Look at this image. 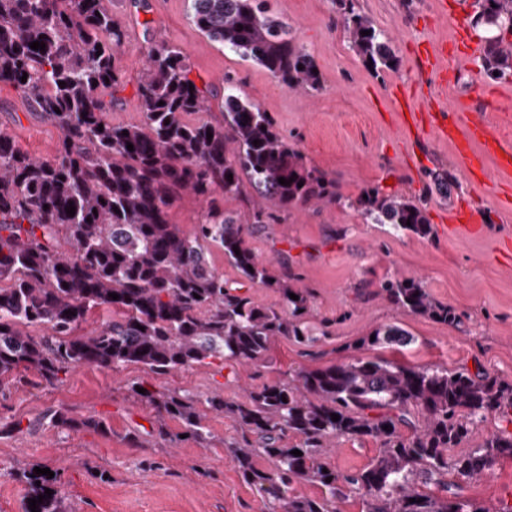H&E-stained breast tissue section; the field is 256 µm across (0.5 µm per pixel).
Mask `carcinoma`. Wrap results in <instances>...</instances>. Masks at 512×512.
Listing matches in <instances>:
<instances>
[{
	"label": "carcinoma",
	"instance_id": "carcinoma-1",
	"mask_svg": "<svg viewBox=\"0 0 512 512\" xmlns=\"http://www.w3.org/2000/svg\"><path fill=\"white\" fill-rule=\"evenodd\" d=\"M188 2L192 21L210 42L291 89L322 87L314 56L265 0ZM474 7L472 23L497 31L482 44L484 76H511L512 0H475ZM336 8L344 14L349 47L363 63L375 72L394 69L398 59L389 36L356 11L353 0H336ZM124 39L102 0H0V83L19 90L62 131L57 155L42 160L21 152L0 128L1 396L21 381L23 370L53 385L81 366L117 370L133 363L169 374L210 359L233 369L265 359L279 338L308 346L317 341L305 321L307 294L288 275L273 277L249 245V225L267 223V202L281 208L337 203L336 185L281 137L268 112L231 88L224 92L222 119L186 120L207 109L212 86L195 84L175 46L148 47L136 88L140 121H109L112 101L100 90L115 96L125 89L115 65ZM34 41L45 43V51L30 48ZM281 177L290 184H280ZM247 186L258 202L246 225L221 210L214 194L242 197ZM186 193L207 204L191 232L169 220ZM358 204L373 223L396 233H432L425 210L410 200L374 189ZM71 205L72 216L66 212ZM213 247L224 251L236 279H224L213 267ZM256 285L277 289L279 306L257 304L250 294ZM384 291L410 315L458 322L455 310L436 301L420 279L389 280ZM97 309L112 317L76 335ZM372 334L375 339L362 344L403 347L412 341L397 325ZM131 391L155 410L158 435L171 443L184 433L209 444V412L234 420L243 434L225 447L243 480L268 498L269 512H339L351 493L360 495L362 512H490L463 496L464 485L490 476L499 459L512 458V433L504 432L468 453H451L476 423L512 415V383L488 373L357 357L301 369L249 390L243 401L226 399L221 390L203 399L142 383ZM334 414L339 420H332ZM169 419L181 424L182 433L167 431ZM52 423L106 430L102 419L57 414ZM290 434L300 442L288 445ZM340 437L371 440L376 455L359 471L340 472L325 461ZM259 458L268 465L259 466ZM16 473L29 486L23 512H31L29 500L47 488L53 494L37 509L68 512L57 477L20 463ZM300 481L319 485L322 494L292 493Z\"/></svg>",
	"mask_w": 512,
	"mask_h": 512
}]
</instances>
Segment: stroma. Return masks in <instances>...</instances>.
I'll list each match as a JSON object with an SVG mask.
<instances>
[{
    "mask_svg": "<svg viewBox=\"0 0 512 512\" xmlns=\"http://www.w3.org/2000/svg\"><path fill=\"white\" fill-rule=\"evenodd\" d=\"M354 0L392 39L396 69L374 72L350 49L332 0H267L269 10L287 19L300 45L314 56L322 87L288 89L255 63L212 44L194 25L188 0H103L125 30L116 64L125 77L108 113L115 123L140 119L136 85L150 44L179 47L193 77L235 92L269 112L278 132L307 161L335 181L341 203L269 205V223L251 228L249 244L269 261L274 276L292 273L307 290L309 324L324 335L311 346L280 338L268 358L228 378L216 368L194 365L164 375L138 364L112 371L78 367L56 385H34V372L0 397V424L20 422V431L0 434V512H23L27 486L12 473L15 460L59 471L73 512H267L256 490L240 475L225 442L240 439L230 418L211 413L208 446L168 445L157 433L155 413L134 401L129 387L147 382L162 390L199 396L223 387L241 400L248 390L301 369H315L354 357L394 359L426 368L480 369L512 382V186H505L494 157L484 172L469 177L452 143L435 140L409 126L393 104L394 92L412 91L419 107L451 115L467 101L498 138L512 146V75L486 79L478 59L461 61L450 86L442 88L421 70L422 45L451 41L457 24L474 40L473 0ZM0 126L31 157L52 159L62 133L35 112L13 87L0 85ZM452 178L447 196L438 195L431 172ZM376 189L422 206L432 225L430 237L394 234L372 223L359 198ZM474 211L485 232L472 238L448 231L451 211ZM422 279L435 300L452 306L460 325L406 314L382 289L389 279ZM399 325L413 337L407 347H371L373 329ZM62 413L76 420L106 421L107 432L53 426ZM373 442L338 439L327 461L342 472L367 466ZM465 494L493 508L512 501V459H501L493 474L467 486Z\"/></svg>",
    "mask_w": 512,
    "mask_h": 512,
    "instance_id": "1",
    "label": "stroma"
}]
</instances>
